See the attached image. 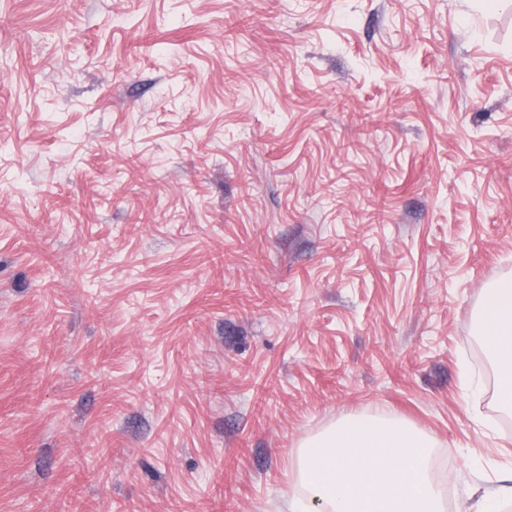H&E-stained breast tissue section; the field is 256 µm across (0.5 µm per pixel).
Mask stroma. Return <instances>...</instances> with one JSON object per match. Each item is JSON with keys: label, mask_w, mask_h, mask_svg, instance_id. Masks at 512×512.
<instances>
[{"label": "stroma", "mask_w": 512, "mask_h": 512, "mask_svg": "<svg viewBox=\"0 0 512 512\" xmlns=\"http://www.w3.org/2000/svg\"><path fill=\"white\" fill-rule=\"evenodd\" d=\"M512 0H0V512H279L351 416L512 470ZM489 359L497 369L499 406L512 412V287L510 283L491 290L479 323Z\"/></svg>", "instance_id": "stroma-1"}]
</instances>
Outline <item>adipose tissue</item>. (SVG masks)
Listing matches in <instances>:
<instances>
[{"instance_id":"adipose-tissue-1","label":"adipose tissue","mask_w":512,"mask_h":512,"mask_svg":"<svg viewBox=\"0 0 512 512\" xmlns=\"http://www.w3.org/2000/svg\"><path fill=\"white\" fill-rule=\"evenodd\" d=\"M479 334L497 369L499 406L512 412V286L492 289L482 313Z\"/></svg>"}]
</instances>
